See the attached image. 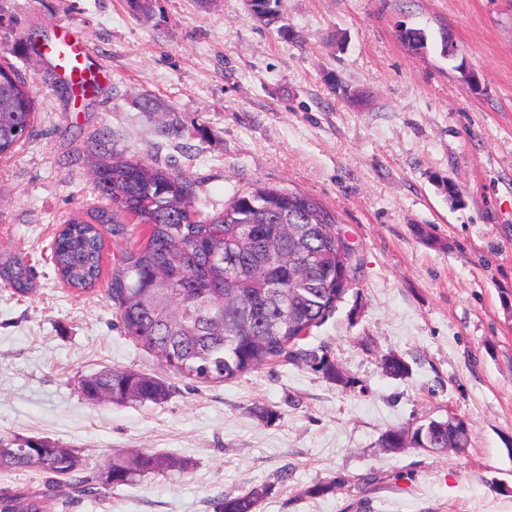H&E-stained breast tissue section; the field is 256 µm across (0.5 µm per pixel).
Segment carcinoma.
Masks as SVG:
<instances>
[{
	"label": "carcinoma",
	"mask_w": 512,
	"mask_h": 512,
	"mask_svg": "<svg viewBox=\"0 0 512 512\" xmlns=\"http://www.w3.org/2000/svg\"><path fill=\"white\" fill-rule=\"evenodd\" d=\"M280 0H253V10L278 18ZM399 40L414 50L427 47L419 29L401 26ZM35 103L19 74L0 79V158L13 157L32 133ZM91 166L106 204L92 218L72 217L51 246L57 277L75 293L101 280L105 234L123 229L128 216L144 226L145 242L122 259L108 293L124 333L169 369L199 382L238 378L270 361L304 364L331 383L347 385L326 348L303 344L301 331L318 326L338 307L345 289L338 282L355 253L336 249V214L314 197L275 185L256 184L224 210L203 217L190 205L195 181L144 161L118 157L101 147ZM0 280L20 296L32 289V266L20 256L0 259ZM386 374L404 378L411 368L396 354L380 359ZM80 395H101L115 404L161 403L169 389L155 377L106 368L80 378ZM448 421L429 420L388 430V448H436L448 439ZM83 460L72 448L31 437L0 443V471L40 470L51 480L39 492L0 493V512H48L60 482L77 492L95 487L80 476ZM188 463L162 453L117 454L107 460L101 482L134 485ZM267 493L253 487L227 493L217 512H255Z\"/></svg>",
	"instance_id": "cac0c4a2"
}]
</instances>
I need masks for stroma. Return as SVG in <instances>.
<instances>
[{
	"instance_id": "1",
	"label": "stroma",
	"mask_w": 512,
	"mask_h": 512,
	"mask_svg": "<svg viewBox=\"0 0 512 512\" xmlns=\"http://www.w3.org/2000/svg\"><path fill=\"white\" fill-rule=\"evenodd\" d=\"M152 4L142 19L127 0H0V64L36 108L30 137L0 159V257L35 272L25 297L0 283V439L74 448L92 481L120 451L189 462L66 493L54 512H216L255 486L267 489L257 512H512V0H281L271 24L246 0ZM402 23L424 29L426 49L396 38ZM64 26L89 48L98 88L84 98L63 94L54 60L29 44ZM148 99L164 111H144ZM101 136L192 176L204 215L258 182L335 212L359 281L306 343L347 386L284 361L200 383L133 344L106 282L145 240L134 220L107 236L93 292L56 279L59 225L102 204L87 151ZM390 352L409 376L382 371ZM105 368L161 378L169 396H79V377ZM451 414L470 425L465 454L381 445Z\"/></svg>"
}]
</instances>
